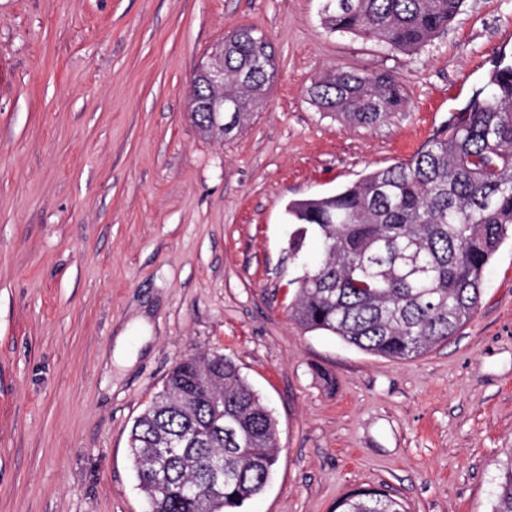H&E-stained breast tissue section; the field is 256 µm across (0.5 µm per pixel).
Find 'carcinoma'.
<instances>
[{
    "instance_id": "cac0c4a2",
    "label": "carcinoma",
    "mask_w": 512,
    "mask_h": 512,
    "mask_svg": "<svg viewBox=\"0 0 512 512\" xmlns=\"http://www.w3.org/2000/svg\"><path fill=\"white\" fill-rule=\"evenodd\" d=\"M465 0H321L333 32L407 55L443 33ZM271 50L258 51L252 28L224 37V114L243 130L273 83ZM318 111L343 128H372L403 112L409 96L391 71L338 66L307 89ZM201 132L218 135L203 106L190 108ZM323 258L294 283L290 317L363 352L418 359L455 335L477 311L482 274L512 237V55L501 54L457 122L411 159L376 169L340 191L288 204ZM276 421L222 353L189 355L167 373L135 418L129 452L138 488L154 512H241L261 494L278 462ZM224 464V491L204 480ZM336 512H407L378 489L354 491ZM492 512H512V456L500 468Z\"/></svg>"
}]
</instances>
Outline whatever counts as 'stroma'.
<instances>
[{"label":"stroma","instance_id":"stroma-1","mask_svg":"<svg viewBox=\"0 0 512 512\" xmlns=\"http://www.w3.org/2000/svg\"><path fill=\"white\" fill-rule=\"evenodd\" d=\"M244 26L268 36L274 82L240 133L205 136L190 78ZM504 47L512 0H466L414 56L330 31L317 0H0V512H145L131 425L177 360L213 351L277 422L245 512H334L361 488L492 512L512 456V240L473 318L394 361L290 319L321 252L309 236L291 257L286 207L410 159ZM336 65L394 71L408 109L341 128L306 93Z\"/></svg>","mask_w":512,"mask_h":512}]
</instances>
